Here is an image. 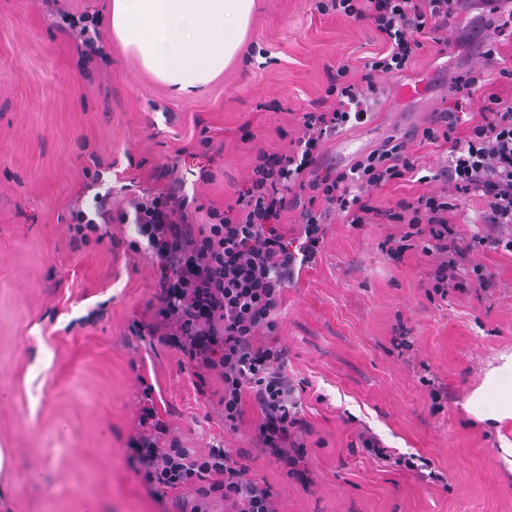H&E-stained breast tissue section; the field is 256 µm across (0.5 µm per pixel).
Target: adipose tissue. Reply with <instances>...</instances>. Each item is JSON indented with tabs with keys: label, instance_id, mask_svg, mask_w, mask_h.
<instances>
[{
	"label": "adipose tissue",
	"instance_id": "adipose-tissue-1",
	"mask_svg": "<svg viewBox=\"0 0 512 512\" xmlns=\"http://www.w3.org/2000/svg\"><path fill=\"white\" fill-rule=\"evenodd\" d=\"M255 0H112L110 30L153 78L178 94L205 88L241 52ZM479 419L512 421V353L466 404Z\"/></svg>",
	"mask_w": 512,
	"mask_h": 512
}]
</instances>
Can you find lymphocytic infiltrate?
<instances>
[{"mask_svg": "<svg viewBox=\"0 0 512 512\" xmlns=\"http://www.w3.org/2000/svg\"><path fill=\"white\" fill-rule=\"evenodd\" d=\"M317 9L368 22L381 49L361 69L337 67L317 104L299 113V133L288 150L256 146L234 204L208 210L207 222L196 223L183 183L173 178L116 208L97 191L101 162L95 158L83 169L94 212L76 211L70 226L79 248L101 240L102 225H135L160 261L152 314L162 342L217 375L225 421L236 422L243 396H252L261 414L254 439L287 468L304 458L305 425L284 370L275 314L295 273L314 262L329 217L413 225L441 256L430 274L431 288L441 293L457 287L471 251L454 230L455 202L482 200L476 223L495 227L493 245L512 249V98L492 90L512 84V56L496 50L512 45V0H319ZM427 47L458 62L448 101L430 112L424 127L387 136L351 164L323 166L328 143L365 124L388 79L407 72ZM479 89L486 92L483 105L468 111ZM419 142L448 152L429 176L436 191L374 204L373 191L413 181L420 172ZM288 214L297 225L291 233L282 226ZM134 454L136 472L149 487L195 485L197 496L183 503V512H203L214 496L232 502L236 512H277L272 488L250 478L248 467L223 449L201 454L175 438L163 445L146 436Z\"/></svg>", "mask_w": 512, "mask_h": 512, "instance_id": "f902f5d3", "label": "lymphocytic infiltrate"}]
</instances>
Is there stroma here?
Masks as SVG:
<instances>
[{"mask_svg":"<svg viewBox=\"0 0 512 512\" xmlns=\"http://www.w3.org/2000/svg\"><path fill=\"white\" fill-rule=\"evenodd\" d=\"M111 0H0V512H180L190 487H146L131 448L162 422L185 447L223 448L272 487L277 512H512V426L464 409L498 357L512 353V252L475 245V273L440 294L438 257L408 224H329L312 265L289 284L278 339L307 432L298 472L262 452L245 399L224 423L222 386L158 340L149 304L160 264L131 250V224L73 249L83 168L102 162L111 201L181 179L197 204L223 208L251 171L238 137L287 148L297 115L338 65L381 48L367 23L320 14L317 0H256L240 58L202 91L179 95L113 38ZM100 23L103 55L75 39ZM448 69L423 50L389 79L373 120L337 136L349 163L422 126ZM419 86L415 95L406 85ZM214 140L203 154L201 130ZM214 179L201 181L199 172ZM407 238L402 259L388 253Z\"/></svg>","mask_w":512,"mask_h":512,"instance_id":"35a3bbf8","label":"stroma"}]
</instances>
